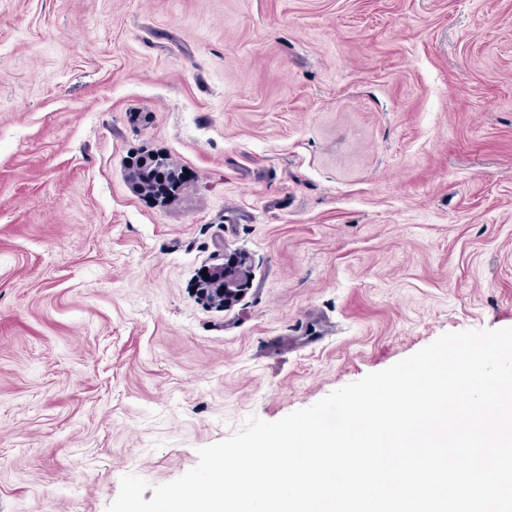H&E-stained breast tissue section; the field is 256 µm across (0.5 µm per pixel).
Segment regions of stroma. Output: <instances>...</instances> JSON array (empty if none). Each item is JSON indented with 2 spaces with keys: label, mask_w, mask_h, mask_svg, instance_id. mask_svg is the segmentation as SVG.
<instances>
[{
  "label": "stroma",
  "mask_w": 512,
  "mask_h": 512,
  "mask_svg": "<svg viewBox=\"0 0 512 512\" xmlns=\"http://www.w3.org/2000/svg\"><path fill=\"white\" fill-rule=\"evenodd\" d=\"M508 327L512 0H0V512ZM215 273V288L204 287L200 289L202 296L209 302L216 304L223 300L224 307L236 301L244 290L245 262L237 257H224V264L213 267ZM221 285L220 288L217 286Z\"/></svg>",
  "instance_id": "stroma-1"
}]
</instances>
